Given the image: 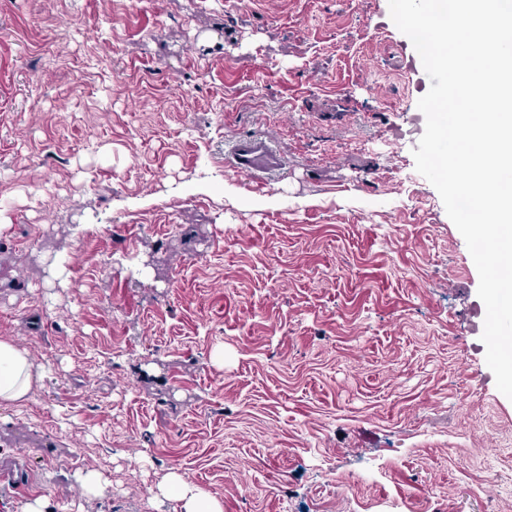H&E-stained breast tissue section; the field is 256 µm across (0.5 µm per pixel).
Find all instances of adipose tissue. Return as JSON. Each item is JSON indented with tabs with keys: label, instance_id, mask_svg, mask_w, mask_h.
<instances>
[{
	"label": "adipose tissue",
	"instance_id": "adipose-tissue-1",
	"mask_svg": "<svg viewBox=\"0 0 512 512\" xmlns=\"http://www.w3.org/2000/svg\"><path fill=\"white\" fill-rule=\"evenodd\" d=\"M43 377L28 350L10 340L0 339V405L18 404L27 399ZM165 497L179 502L181 512H223V504L202 489L170 472L161 486Z\"/></svg>",
	"mask_w": 512,
	"mask_h": 512
}]
</instances>
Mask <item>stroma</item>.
I'll return each instance as SVG.
<instances>
[{"label":"stroma","mask_w":512,"mask_h":512,"mask_svg":"<svg viewBox=\"0 0 512 512\" xmlns=\"http://www.w3.org/2000/svg\"><path fill=\"white\" fill-rule=\"evenodd\" d=\"M406 40L388 0H0V338L45 373L0 512H180L173 470L224 512H512ZM232 158L238 170L256 178L268 176L282 165L280 154L270 141L262 137H247L235 141Z\"/></svg>","instance_id":"obj_1"}]
</instances>
